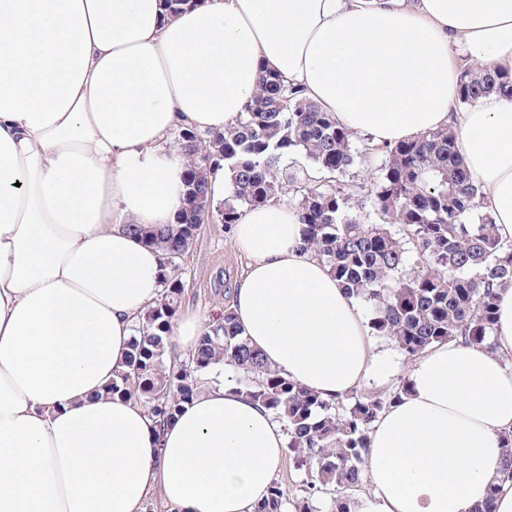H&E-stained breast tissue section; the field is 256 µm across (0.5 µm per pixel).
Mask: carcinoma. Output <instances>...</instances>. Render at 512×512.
I'll return each instance as SVG.
<instances>
[{"label":"carcinoma","mask_w":512,"mask_h":512,"mask_svg":"<svg viewBox=\"0 0 512 512\" xmlns=\"http://www.w3.org/2000/svg\"><path fill=\"white\" fill-rule=\"evenodd\" d=\"M497 93L512 99V73L467 66L459 103ZM355 134L288 87L261 77L254 101L235 127L202 136L181 128L175 145L187 167L184 206L176 224L133 231L165 256L163 293L131 343L127 370L112 379L113 394L135 395L161 422L172 420L204 376L232 368L235 385L284 424L287 448L308 477L293 497L274 481L258 512H320L319 494L334 492L332 512H350L352 493L367 482L365 455L381 413L408 392L354 390L325 401L269 368L242 336L231 305L199 337L192 362L169 365L171 323L184 286L175 271L189 251L200 218L211 214L230 230L244 209L276 198L297 212L302 244L329 267L350 295L370 306V328L412 359L426 348L462 339L491 347L497 289L512 285V240L501 238L480 210L479 187L449 129L430 131L376 149L378 177L354 185L343 176L354 163ZM303 156L306 166L296 159ZM222 168L232 193L214 204L207 172ZM371 201L387 218L368 224L358 211Z\"/></svg>","instance_id":"cac0c4a2"}]
</instances>
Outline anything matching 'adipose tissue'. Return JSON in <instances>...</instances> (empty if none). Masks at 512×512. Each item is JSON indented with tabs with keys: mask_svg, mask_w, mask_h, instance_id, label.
Wrapping results in <instances>:
<instances>
[{
	"mask_svg": "<svg viewBox=\"0 0 512 512\" xmlns=\"http://www.w3.org/2000/svg\"><path fill=\"white\" fill-rule=\"evenodd\" d=\"M470 62L512 71V0H0V512H257L283 425L208 382L159 423L108 393L161 298L162 252L131 232L174 224L180 128L235 125L273 73L382 145L453 128L483 211L512 239V100H458ZM272 199L232 232L247 263L237 323L281 375L331 401L379 354L359 303L301 247ZM494 350L426 349L374 424L355 512H512V286Z\"/></svg>",
	"mask_w": 512,
	"mask_h": 512,
	"instance_id": "1",
	"label": "adipose tissue"
}]
</instances>
